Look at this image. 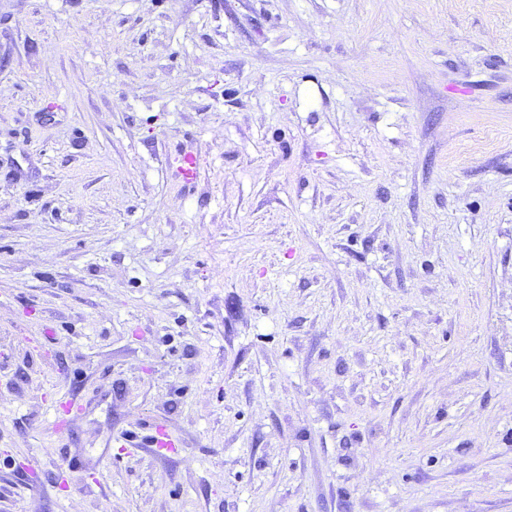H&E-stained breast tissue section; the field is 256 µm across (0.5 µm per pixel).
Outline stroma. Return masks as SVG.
<instances>
[{
	"mask_svg": "<svg viewBox=\"0 0 512 512\" xmlns=\"http://www.w3.org/2000/svg\"><path fill=\"white\" fill-rule=\"evenodd\" d=\"M0 512H512V0H0ZM181 165L179 174L184 183H192L197 178L201 168V158L198 152L193 150H181L178 153Z\"/></svg>",
	"mask_w": 512,
	"mask_h": 512,
	"instance_id": "35a3bbf8",
	"label": "stroma"
}]
</instances>
